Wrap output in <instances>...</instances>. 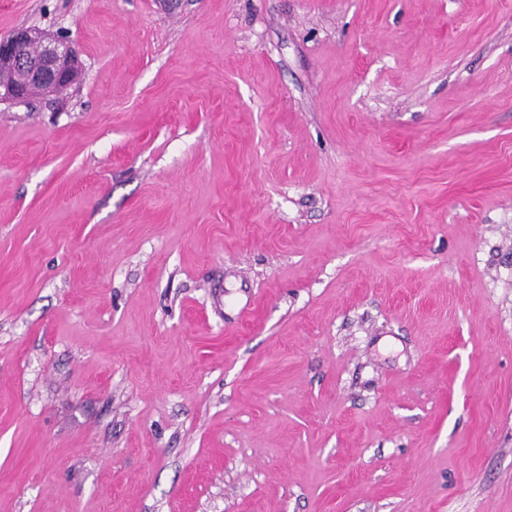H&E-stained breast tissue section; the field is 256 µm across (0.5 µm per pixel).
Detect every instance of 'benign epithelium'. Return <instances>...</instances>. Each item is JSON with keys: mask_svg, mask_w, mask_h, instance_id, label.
I'll list each match as a JSON object with an SVG mask.
<instances>
[{"mask_svg": "<svg viewBox=\"0 0 512 512\" xmlns=\"http://www.w3.org/2000/svg\"><path fill=\"white\" fill-rule=\"evenodd\" d=\"M75 54L67 42L54 36L19 28L0 38V70L17 73L14 82L0 85V103H21L34 90L44 96L67 89L73 79Z\"/></svg>", "mask_w": 512, "mask_h": 512, "instance_id": "benign-epithelium-1", "label": "benign epithelium"}]
</instances>
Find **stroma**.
<instances>
[{
  "mask_svg": "<svg viewBox=\"0 0 512 512\" xmlns=\"http://www.w3.org/2000/svg\"><path fill=\"white\" fill-rule=\"evenodd\" d=\"M0 512H512V0H0ZM34 46L36 57L24 50ZM75 54L67 42L54 36L19 28L0 38V70L17 73L14 82L0 85V103L25 102L33 90L44 96L59 94L73 79Z\"/></svg>",
  "mask_w": 512,
  "mask_h": 512,
  "instance_id": "35a3bbf8",
  "label": "stroma"
}]
</instances>
